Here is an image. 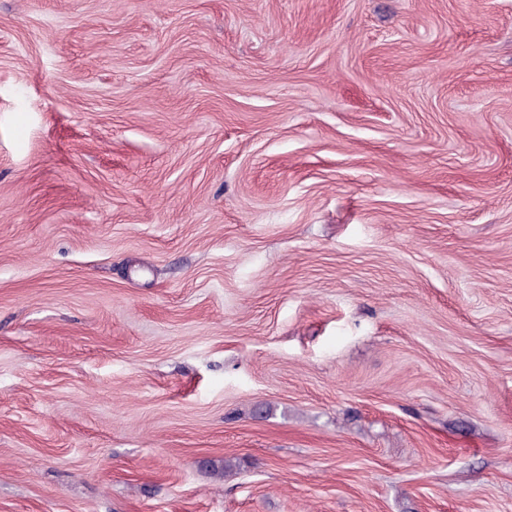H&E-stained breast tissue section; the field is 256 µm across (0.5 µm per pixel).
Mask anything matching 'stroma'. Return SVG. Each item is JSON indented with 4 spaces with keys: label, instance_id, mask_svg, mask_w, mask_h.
Here are the masks:
<instances>
[{
    "label": "stroma",
    "instance_id": "obj_1",
    "mask_svg": "<svg viewBox=\"0 0 512 512\" xmlns=\"http://www.w3.org/2000/svg\"><path fill=\"white\" fill-rule=\"evenodd\" d=\"M0 512H512V0H0Z\"/></svg>",
    "mask_w": 512,
    "mask_h": 512
}]
</instances>
